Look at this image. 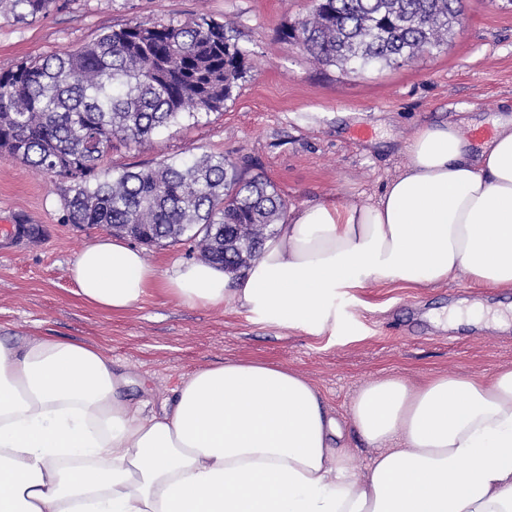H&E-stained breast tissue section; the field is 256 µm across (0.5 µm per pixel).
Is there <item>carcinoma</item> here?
<instances>
[{
    "instance_id": "cac0c4a2",
    "label": "carcinoma",
    "mask_w": 512,
    "mask_h": 512,
    "mask_svg": "<svg viewBox=\"0 0 512 512\" xmlns=\"http://www.w3.org/2000/svg\"><path fill=\"white\" fill-rule=\"evenodd\" d=\"M457 0H314L281 31L315 61L365 71L448 38ZM60 0H0V16L37 19ZM224 24L135 20L63 55L0 71V151L61 185L64 224L114 229L153 246L191 243L235 274L261 254L288 203L259 174L219 155L112 170V141L145 145L160 129L221 109L245 73Z\"/></svg>"
}]
</instances>
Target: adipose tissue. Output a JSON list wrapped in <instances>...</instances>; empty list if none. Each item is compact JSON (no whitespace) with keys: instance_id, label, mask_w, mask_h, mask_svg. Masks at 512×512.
<instances>
[{"instance_id":"1","label":"adipose tissue","mask_w":512,"mask_h":512,"mask_svg":"<svg viewBox=\"0 0 512 512\" xmlns=\"http://www.w3.org/2000/svg\"><path fill=\"white\" fill-rule=\"evenodd\" d=\"M406 151L373 201L289 211L238 280L101 237L70 269L77 293L123 311L158 286L319 334L337 289L367 278L512 288V117L477 151L448 123L417 126ZM126 384L95 348L0 337V512H512V368L381 378L344 423L282 365L201 369L146 417ZM356 443L374 451L360 479Z\"/></svg>"}]
</instances>
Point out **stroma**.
Masks as SVG:
<instances>
[{
    "label": "stroma",
    "instance_id": "1",
    "mask_svg": "<svg viewBox=\"0 0 512 512\" xmlns=\"http://www.w3.org/2000/svg\"><path fill=\"white\" fill-rule=\"evenodd\" d=\"M310 0H69L27 23L0 18V70L70 52L134 20L223 23L246 72L222 110L133 148L114 142L106 167L150 166L212 154L246 163L299 209L362 204L405 165L414 128L451 123L485 140L512 113V5L462 0L447 45L363 74L322 67L280 38ZM62 198L44 174L0 154V225L21 216L39 238L0 248V336H53L88 345L128 377L142 414L159 412L180 381L227 360L280 364L302 375L346 418L367 384L397 376L486 378L512 368V328H485L471 309L512 306V289L478 288L465 275L416 286L369 279L337 289L335 328L322 334L259 322L231 307L180 304L154 289L111 312L84 302L69 269L102 228L60 221Z\"/></svg>",
    "mask_w": 512,
    "mask_h": 512
}]
</instances>
